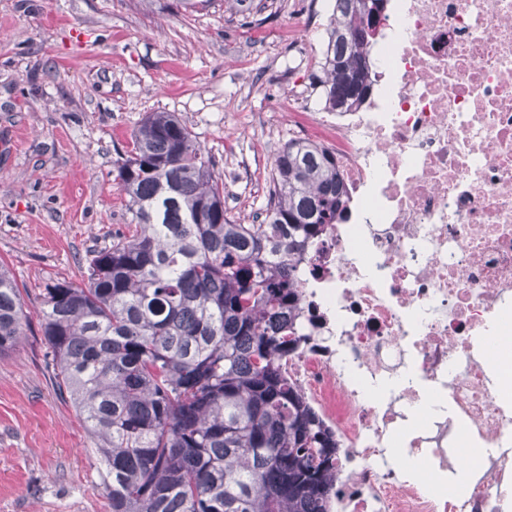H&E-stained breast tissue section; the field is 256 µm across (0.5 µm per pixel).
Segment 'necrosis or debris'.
I'll return each instance as SVG.
<instances>
[{
  "label": "necrosis or debris",
  "instance_id": "1",
  "mask_svg": "<svg viewBox=\"0 0 512 512\" xmlns=\"http://www.w3.org/2000/svg\"><path fill=\"white\" fill-rule=\"evenodd\" d=\"M370 59L368 107L299 115L354 211L298 265L283 369L336 437L334 512H512V0H391ZM459 426L488 454L452 496Z\"/></svg>",
  "mask_w": 512,
  "mask_h": 512
}]
</instances>
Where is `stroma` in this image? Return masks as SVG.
<instances>
[{
  "mask_svg": "<svg viewBox=\"0 0 512 512\" xmlns=\"http://www.w3.org/2000/svg\"><path fill=\"white\" fill-rule=\"evenodd\" d=\"M331 0H0V265L28 323L0 358V512H111L103 466L45 359L40 292L130 234L117 162L148 113L205 147L238 222L266 207L310 84ZM311 20L309 33L298 25Z\"/></svg>",
  "mask_w": 512,
  "mask_h": 512,
  "instance_id": "1",
  "label": "stroma"
}]
</instances>
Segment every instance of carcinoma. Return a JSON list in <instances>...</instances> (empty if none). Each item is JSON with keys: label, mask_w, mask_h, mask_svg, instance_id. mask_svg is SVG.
<instances>
[{"label": "carcinoma", "mask_w": 512, "mask_h": 512, "mask_svg": "<svg viewBox=\"0 0 512 512\" xmlns=\"http://www.w3.org/2000/svg\"><path fill=\"white\" fill-rule=\"evenodd\" d=\"M335 0L318 68L329 112L366 102L371 43ZM133 230L42 295L57 392L104 464L111 512H328L337 443L281 362L296 335L305 244L343 219L325 146L290 139L261 224H238L224 182L173 112H151L117 168ZM27 313L0 267V356Z\"/></svg>", "instance_id": "obj_1"}]
</instances>
